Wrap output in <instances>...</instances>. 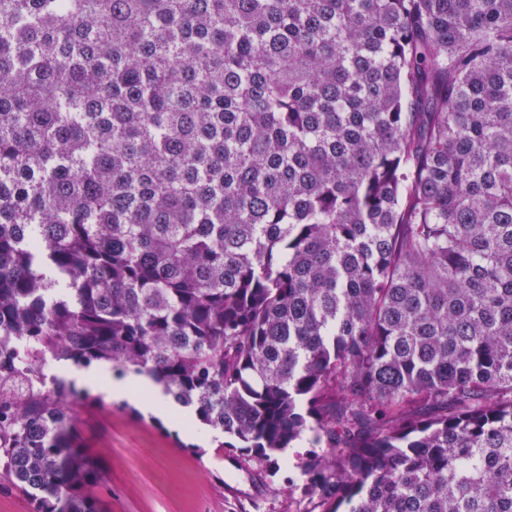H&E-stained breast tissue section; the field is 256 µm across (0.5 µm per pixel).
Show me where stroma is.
I'll return each instance as SVG.
<instances>
[{
    "label": "stroma",
    "instance_id": "stroma-1",
    "mask_svg": "<svg viewBox=\"0 0 512 512\" xmlns=\"http://www.w3.org/2000/svg\"><path fill=\"white\" fill-rule=\"evenodd\" d=\"M79 439L103 462L99 489L107 512H313L302 465L313 453L299 440L294 459L260 461L233 448L215 450L179 426L123 401L79 407Z\"/></svg>",
    "mask_w": 512,
    "mask_h": 512
}]
</instances>
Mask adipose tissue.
<instances>
[{
	"mask_svg": "<svg viewBox=\"0 0 512 512\" xmlns=\"http://www.w3.org/2000/svg\"><path fill=\"white\" fill-rule=\"evenodd\" d=\"M68 379L77 385L103 393L105 397L125 400L142 412L162 418L187 416V409L172 402L154 377L144 371L113 372L110 364L102 363L87 369L65 367Z\"/></svg>",
	"mask_w": 512,
	"mask_h": 512,
	"instance_id": "ef3b65f1",
	"label": "adipose tissue"
}]
</instances>
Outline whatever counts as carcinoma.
Returning a JSON list of instances; mask_svg holds the SVG:
<instances>
[{"label":"carcinoma","mask_w":512,"mask_h":512,"mask_svg":"<svg viewBox=\"0 0 512 512\" xmlns=\"http://www.w3.org/2000/svg\"><path fill=\"white\" fill-rule=\"evenodd\" d=\"M311 431L322 512H512V0H0V484L105 512L82 396Z\"/></svg>","instance_id":"carcinoma-1"}]
</instances>
